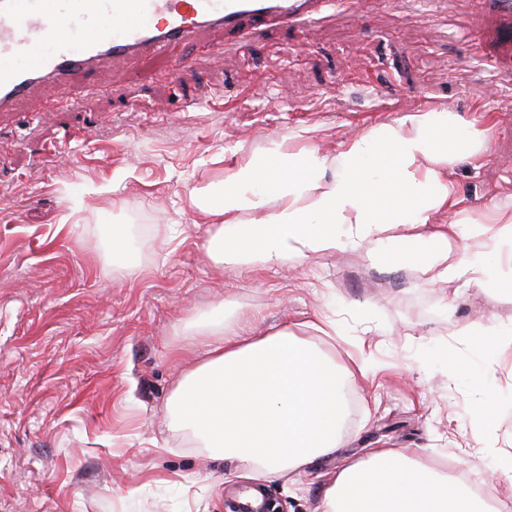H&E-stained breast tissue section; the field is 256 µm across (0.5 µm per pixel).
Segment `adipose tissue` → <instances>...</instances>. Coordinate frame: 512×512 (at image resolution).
I'll return each mask as SVG.
<instances>
[{
  "label": "adipose tissue",
  "instance_id": "obj_1",
  "mask_svg": "<svg viewBox=\"0 0 512 512\" xmlns=\"http://www.w3.org/2000/svg\"><path fill=\"white\" fill-rule=\"evenodd\" d=\"M485 132L450 112H409L354 134L334 158L314 148H283L224 172L219 185L195 188L192 203L211 226L206 256L228 269L275 270L291 261L368 243L376 257L413 263L423 280L460 278L512 288V209H499L498 248L477 261L454 250L466 230L445 174L450 164L477 157ZM451 213L445 224L432 214ZM212 341L206 359L186 375L167 411L176 430L190 433L215 457L238 464L237 476L264 482L301 472L336 455L349 412L353 376H367L371 359L336 367L297 328H230L224 305L188 325ZM478 356L464 361L443 351L448 368L478 382L479 364L494 362L512 326L473 325ZM320 512H496L446 468L426 464L420 451L374 449L347 461L325 488Z\"/></svg>",
  "mask_w": 512,
  "mask_h": 512
}]
</instances>
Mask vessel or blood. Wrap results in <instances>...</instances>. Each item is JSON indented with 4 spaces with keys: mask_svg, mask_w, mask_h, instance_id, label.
<instances>
[{
    "mask_svg": "<svg viewBox=\"0 0 512 512\" xmlns=\"http://www.w3.org/2000/svg\"><path fill=\"white\" fill-rule=\"evenodd\" d=\"M477 31L501 46L487 65L512 68V0H483ZM364 0H0V112L45 83L74 87L107 59L162 54L210 28L239 41L273 22L306 24L355 12Z\"/></svg>",
    "mask_w": 512,
    "mask_h": 512,
    "instance_id": "1",
    "label": "vessel or blood"
}]
</instances>
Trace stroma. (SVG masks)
Listing matches in <instances>:
<instances>
[{"label":"stroma","instance_id":"stroma-1","mask_svg":"<svg viewBox=\"0 0 512 512\" xmlns=\"http://www.w3.org/2000/svg\"><path fill=\"white\" fill-rule=\"evenodd\" d=\"M369 0L356 18L276 26L231 43L201 33L168 53L104 63L86 96L54 85L0 112V512H228L250 481L173 430L165 407L205 359L185 323L218 303L262 325L333 309L344 333L312 337L357 382L332 457L265 482L280 512H318L348 458L423 449L485 485L512 452V343L484 366L498 401L490 443L474 438L470 381L440 354H473L475 323L512 325V293L421 282L412 266L341 250L275 271H227L189 191L301 134L328 157L359 131L422 108L488 120L481 154L447 171L464 215L512 204V72L476 65L480 0ZM128 225L135 274L112 261L108 227ZM373 306L376 321L359 314Z\"/></svg>","mask_w":512,"mask_h":512}]
</instances>
